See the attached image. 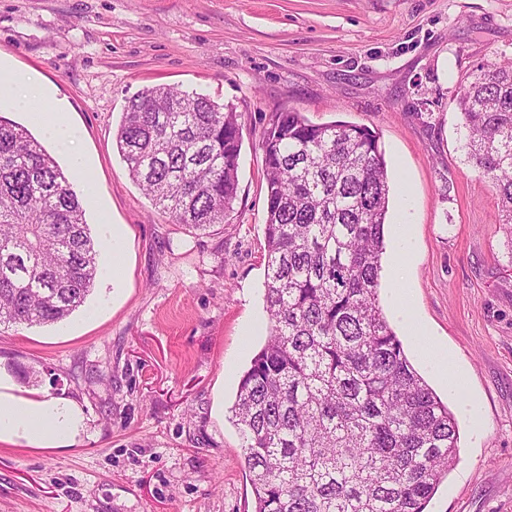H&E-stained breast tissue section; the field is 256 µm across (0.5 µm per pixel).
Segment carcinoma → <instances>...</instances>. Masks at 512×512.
Instances as JSON below:
<instances>
[{"mask_svg":"<svg viewBox=\"0 0 512 512\" xmlns=\"http://www.w3.org/2000/svg\"><path fill=\"white\" fill-rule=\"evenodd\" d=\"M457 105L512 241V64L477 66ZM115 145L172 223L204 230L233 211V108L147 87ZM261 149L269 336L231 406L255 512H425L455 463L458 426L380 305L390 185L379 136L274 112ZM98 247L55 159L0 116V324L66 319L94 286Z\"/></svg>","mask_w":512,"mask_h":512,"instance_id":"1","label":"carcinoma"}]
</instances>
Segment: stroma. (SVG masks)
I'll return each instance as SVG.
<instances>
[{
	"label": "stroma",
	"instance_id": "obj_1",
	"mask_svg": "<svg viewBox=\"0 0 512 512\" xmlns=\"http://www.w3.org/2000/svg\"><path fill=\"white\" fill-rule=\"evenodd\" d=\"M512 59V0H0V75L26 73L76 133L64 149L18 105L72 180L94 238L123 227L125 286L97 277L55 325L0 326V369L21 390L77 402L71 448L0 444V512H254L230 408L268 337L266 188L271 113L376 132L389 223L408 197L414 310L467 379L448 392L390 304L405 352L454 413V466L429 512H512V241L497 194L464 147L460 80ZM166 85L234 107L242 125L234 210L206 233L158 211L114 136L129 98Z\"/></svg>",
	"mask_w": 512,
	"mask_h": 512
}]
</instances>
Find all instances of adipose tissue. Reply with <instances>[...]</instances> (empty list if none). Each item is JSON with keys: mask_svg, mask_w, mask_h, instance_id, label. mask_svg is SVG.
Returning <instances> with one entry per match:
<instances>
[{"mask_svg": "<svg viewBox=\"0 0 512 512\" xmlns=\"http://www.w3.org/2000/svg\"><path fill=\"white\" fill-rule=\"evenodd\" d=\"M2 99L22 106L35 124L56 135L58 141L71 138L65 112L25 74L17 72L9 80L0 82ZM392 299L420 357L440 375L449 389H456L463 376L426 327L416 320L409 289L396 286L392 290ZM86 429V417L75 401L38 391L19 393L12 379L0 374V444L68 448Z\"/></svg>", "mask_w": 512, "mask_h": 512, "instance_id": "adipose-tissue-1", "label": "adipose tissue"}]
</instances>
